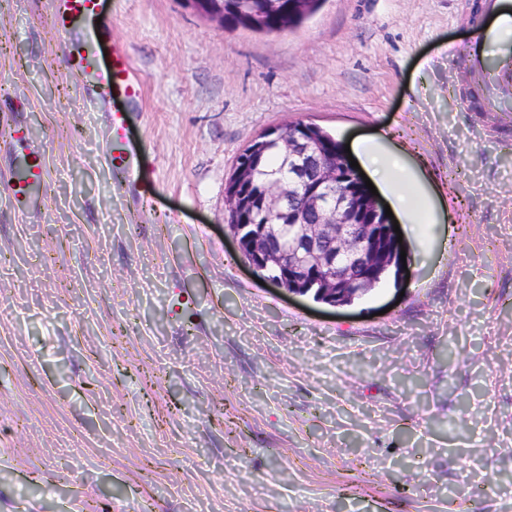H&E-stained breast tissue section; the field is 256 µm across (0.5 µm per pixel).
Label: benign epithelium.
I'll list each match as a JSON object with an SVG mask.
<instances>
[{
  "label": "benign epithelium",
  "instance_id": "7a95c632",
  "mask_svg": "<svg viewBox=\"0 0 512 512\" xmlns=\"http://www.w3.org/2000/svg\"><path fill=\"white\" fill-rule=\"evenodd\" d=\"M186 4L218 26H224V4L220 0H186ZM281 146L288 179H273L263 195L249 196L253 165L238 166L235 186L224 192L225 209L239 216L258 208L272 218L256 233L250 225L238 223L224 229L247 256L255 272L274 266L279 273L265 280L288 294L310 297L330 307L350 305L348 294L362 297L395 258L397 242L393 219L385 214L381 200L372 195L369 203L379 220L352 194L336 193L340 169L336 152H319L310 139L289 135L275 128L258 138L257 147L269 138ZM301 186V196L289 194V188ZM296 232V242L282 245L287 229Z\"/></svg>",
  "mask_w": 512,
  "mask_h": 512
}]
</instances>
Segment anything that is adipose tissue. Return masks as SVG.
I'll return each instance as SVG.
<instances>
[{
  "label": "adipose tissue",
  "instance_id": "obj_1",
  "mask_svg": "<svg viewBox=\"0 0 512 512\" xmlns=\"http://www.w3.org/2000/svg\"><path fill=\"white\" fill-rule=\"evenodd\" d=\"M351 151L363 173L405 223L416 224L421 217H433V203L424 190L421 177L400 154L372 140L352 144Z\"/></svg>",
  "mask_w": 512,
  "mask_h": 512
}]
</instances>
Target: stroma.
I'll use <instances>...</instances> for the list:
<instances>
[{
    "instance_id": "obj_1",
    "label": "stroma",
    "mask_w": 512,
    "mask_h": 512,
    "mask_svg": "<svg viewBox=\"0 0 512 512\" xmlns=\"http://www.w3.org/2000/svg\"><path fill=\"white\" fill-rule=\"evenodd\" d=\"M53 0H0V512H504L512 503V112L456 97L475 0H324L293 31L103 0L143 83L133 181ZM20 123L46 159L8 201ZM380 138L436 220L408 277L332 308L224 235L242 151L289 123Z\"/></svg>"
}]
</instances>
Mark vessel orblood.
Masks as SVG:
<instances>
[{"instance_id":"vessel-or-blood-1","label":"vessel or blood","mask_w":512,"mask_h":512,"mask_svg":"<svg viewBox=\"0 0 512 512\" xmlns=\"http://www.w3.org/2000/svg\"><path fill=\"white\" fill-rule=\"evenodd\" d=\"M102 0H53L51 24L66 38L64 63L79 74L85 86L115 100L135 102L143 94L128 54L120 46L104 51L97 19ZM494 19L467 49L474 74L484 88L483 109L490 113L512 112V0H489ZM126 114L115 109L107 116L105 159L112 171L132 175L135 153L125 134ZM45 157L26 150L10 178L9 194L16 210L27 211L44 182Z\"/></svg>"}]
</instances>
